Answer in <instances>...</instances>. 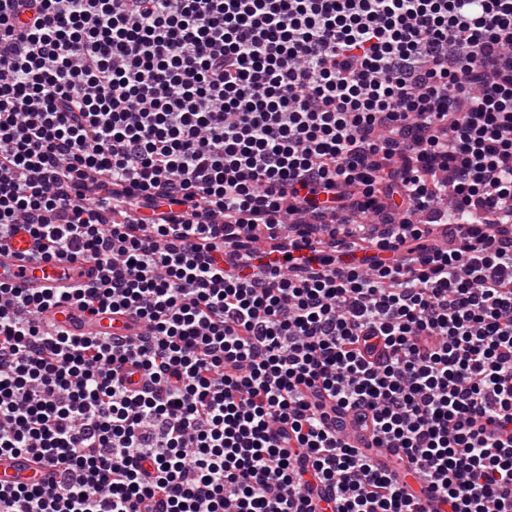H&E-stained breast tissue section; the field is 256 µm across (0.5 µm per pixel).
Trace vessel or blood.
<instances>
[{"label": "vessel or blood", "instance_id": "1", "mask_svg": "<svg viewBox=\"0 0 512 512\" xmlns=\"http://www.w3.org/2000/svg\"><path fill=\"white\" fill-rule=\"evenodd\" d=\"M34 240L26 230L18 233L0 247V283L23 289L28 293L45 292L55 288H71L95 281L98 268L92 261L82 258H62L41 261L33 257ZM41 320L58 324L75 336H136L144 325L130 314L91 315L75 306L55 307L45 311ZM336 428L342 438L358 448L372 451L374 463L385 464L391 455L389 449L374 447L369 432L356 426L352 416H339ZM41 480L52 479L54 471L47 466H37L32 455H0V483L10 485L32 476Z\"/></svg>", "mask_w": 512, "mask_h": 512}]
</instances>
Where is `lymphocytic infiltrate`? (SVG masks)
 <instances>
[{"label":"lymphocytic infiltrate","mask_w":512,"mask_h":512,"mask_svg":"<svg viewBox=\"0 0 512 512\" xmlns=\"http://www.w3.org/2000/svg\"><path fill=\"white\" fill-rule=\"evenodd\" d=\"M21 228L99 277L0 283V512H512V0H5ZM41 321L59 324L73 336H137L144 325L128 313L91 315L77 306H61L45 311ZM336 429L340 430L342 438L356 448H374L371 453L374 463L384 466L391 451L387 448H375L370 433L355 425L352 415H336ZM39 471L42 481L52 479L54 470L47 466H37L35 460L30 454L17 456L0 455V483L2 485H12L17 481H24L32 478L34 471Z\"/></svg>","instance_id":"obj_1"}]
</instances>
